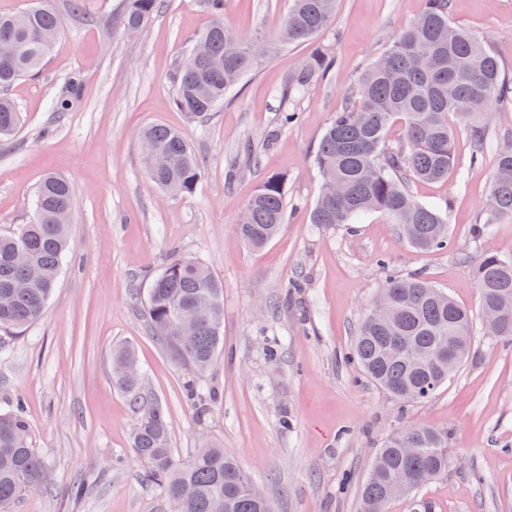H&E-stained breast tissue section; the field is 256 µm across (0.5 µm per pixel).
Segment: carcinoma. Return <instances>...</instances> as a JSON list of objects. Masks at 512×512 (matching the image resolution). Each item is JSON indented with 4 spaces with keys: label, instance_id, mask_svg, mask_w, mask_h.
Segmentation results:
<instances>
[{
    "label": "carcinoma",
    "instance_id": "cac0c4a2",
    "mask_svg": "<svg viewBox=\"0 0 512 512\" xmlns=\"http://www.w3.org/2000/svg\"><path fill=\"white\" fill-rule=\"evenodd\" d=\"M161 0H127L123 28H143ZM337 0H290L288 12L260 46L224 23L226 0H204L213 23L199 39L209 38V56L188 54L177 75L175 106L191 118L216 109L239 80L270 56L273 44L304 43L333 21ZM451 0H426L424 11L390 48L360 76L346 105L336 111L315 155L322 192L311 223L319 229L350 224L377 211L399 225L406 239L422 251L455 247L449 211L416 201L409 186L435 182L455 167L453 136L448 116L468 125L472 150L469 165L487 156V111L512 105V83L501 78L496 58L471 32L452 25ZM59 17L52 0L35 9L0 13V44L11 54L0 56V91L22 77L38 72L53 50ZM335 65L321 50L288 81L286 93L305 92ZM81 80L69 78L66 95L56 112L66 114L78 100ZM299 112L287 107L265 134L270 146L282 130L298 122ZM401 125L402 141L387 139L390 127ZM20 124L14 103L0 95V136ZM158 155L145 159L149 180L166 194H190L200 180L199 160L182 133L163 124L141 132ZM511 145L499 149L492 191L472 229V238L485 241L494 225L512 219ZM74 204L71 182L50 173L38 186L32 219L15 232L0 236V329L33 325L46 308L64 260L70 253L69 224L57 221L60 211ZM287 207L284 177L268 176L245 205L238 224L240 239L259 249L274 238L284 223ZM480 292V309L506 304L494 331L484 335L512 340V257L487 247L472 264ZM378 301L389 314L370 312L364 319L350 359L376 384L405 403L434 397L467 362L472 347L473 317L447 292L421 276H388ZM195 308L206 318L194 335L176 333L178 312ZM149 328L166 349L191 373L187 390L194 399L214 403L217 393L204 386L201 365L213 366L224 350V289L209 268L192 257L174 258L153 280L146 301ZM113 384L140 410L133 430V448L150 463L145 480L160 487L171 512H272L269 502L255 498L250 475L224 449L204 445L186 462L169 448L170 413L166 404L142 396V376L120 366L134 359L125 345L113 348ZM24 409L17 404L0 413V512L16 502L22 491L43 484L45 463L29 444ZM448 432L411 425L391 435L377 449L361 485L362 512H385L401 497L398 481L412 494L434 475L448 473Z\"/></svg>",
    "mask_w": 512,
    "mask_h": 512
}]
</instances>
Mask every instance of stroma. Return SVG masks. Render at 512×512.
<instances>
[{
  "mask_svg": "<svg viewBox=\"0 0 512 512\" xmlns=\"http://www.w3.org/2000/svg\"><path fill=\"white\" fill-rule=\"evenodd\" d=\"M53 2L61 29L52 54L38 75L7 91L22 121L0 140V234L29 222L36 188L56 172L75 191L74 250L41 317L20 333L0 330V410L23 403L31 445L49 473L48 486L23 491L10 512H169L132 448L138 413L112 386V349L122 343L135 349L144 392L169 408L175 457L220 446L274 512H362L375 449L410 424L447 431L456 464L414 501H392L389 512H512V342L484 335L469 264L479 253L470 228L491 190L493 152L468 167L469 133L455 126L465 178L410 186L416 200L448 207L456 253L414 249L379 212L336 229L310 222L320 192L313 156L333 112L425 0H337L322 34L281 48L200 119L173 98L183 54L213 22L202 0H162L136 33L121 25L124 0H84L79 12L70 0ZM287 7L288 0H228L224 21L269 31ZM450 18L480 38L512 80V0H451ZM320 47L335 56V70L285 98L290 77ZM75 74L79 100L56 119L54 104ZM287 105L300 120L266 148L265 133ZM156 123L179 129L195 151L201 177L192 194L168 197L149 182L140 133ZM249 152L257 164L229 177L232 162ZM273 174L285 178V222L252 249L237 235L239 215ZM178 254L202 261L224 285V352L207 378L222 399L212 406L187 398V369L143 315L152 278ZM389 273L424 276L475 316L468 363L420 404L387 394L347 359ZM296 278L303 288L288 289ZM270 343L279 346L274 361L265 355Z\"/></svg>",
  "mask_w": 512,
  "mask_h": 512,
  "instance_id": "35a3bbf8",
  "label": "stroma"
}]
</instances>
